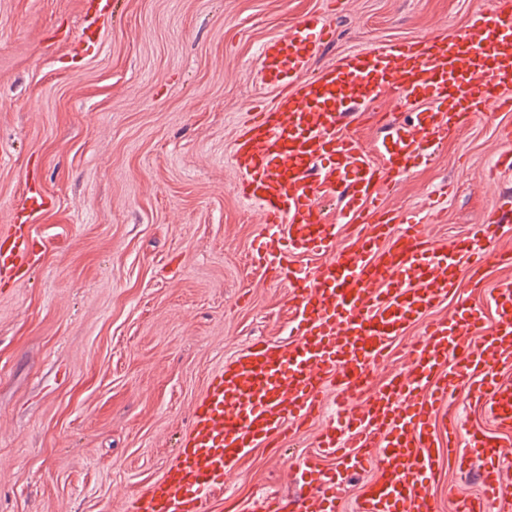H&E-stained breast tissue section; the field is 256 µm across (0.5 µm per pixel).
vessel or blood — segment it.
<instances>
[{"instance_id": "b4317fda", "label": "vessel or blood", "mask_w": 512, "mask_h": 512, "mask_svg": "<svg viewBox=\"0 0 512 512\" xmlns=\"http://www.w3.org/2000/svg\"><path fill=\"white\" fill-rule=\"evenodd\" d=\"M84 9L87 24L71 43L79 59L96 49L112 4L86 0ZM334 36L331 13L311 12L261 45V81L277 98L246 113L232 144L238 194L262 218L252 262L288 286L290 338L252 341L212 374L174 461L132 512H208L236 463L326 411L318 453L295 462L301 493L290 501L263 495L260 512H343V474L364 467L375 477L354 512H438L431 487L444 466L465 472L476 461L482 493L461 498L456 512L512 499L503 466L512 453V381L502 376L512 370V281L491 294L492 331L475 317L434 315L479 287L488 262L512 265L511 252L490 247L512 228L493 216L438 248L418 221L384 204L391 185L451 133L484 112H512V0L474 12L460 33L381 43L312 71ZM392 94L417 122L395 126L368 152L346 131L345 113L355 110L367 125ZM511 171L512 130L488 174ZM328 196L342 199L332 218ZM40 251L11 213L0 226V281H24ZM316 251L325 261L299 271L296 255ZM413 325L422 333L403 371L369 386V368L391 359L395 338ZM465 385L490 428L460 424L456 396Z\"/></svg>"}]
</instances>
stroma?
Instances as JSON below:
<instances>
[{"label": "stroma", "mask_w": 512, "mask_h": 512, "mask_svg": "<svg viewBox=\"0 0 512 512\" xmlns=\"http://www.w3.org/2000/svg\"><path fill=\"white\" fill-rule=\"evenodd\" d=\"M83 0H0V213L26 180L43 252L0 285V512H130L170 464L211 374L257 338L287 340L288 289L252 262L262 226L231 146L271 102L258 51L328 0H112L100 46L67 54ZM488 0H342L314 69L381 42L462 29ZM512 112L461 127L388 194L438 246L512 206L483 172ZM454 191L441 210L433 195ZM319 422L256 449L212 512L293 494Z\"/></svg>", "instance_id": "1"}]
</instances>
